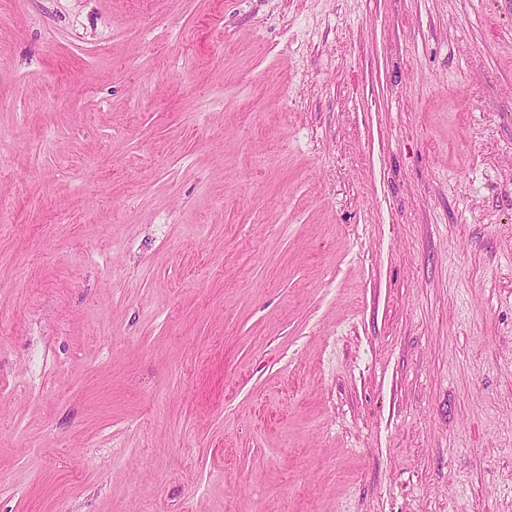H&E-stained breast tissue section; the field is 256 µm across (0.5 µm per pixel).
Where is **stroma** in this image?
Listing matches in <instances>:
<instances>
[{
	"instance_id": "1",
	"label": "stroma",
	"mask_w": 512,
	"mask_h": 512,
	"mask_svg": "<svg viewBox=\"0 0 512 512\" xmlns=\"http://www.w3.org/2000/svg\"><path fill=\"white\" fill-rule=\"evenodd\" d=\"M0 512H512V0H0Z\"/></svg>"
}]
</instances>
